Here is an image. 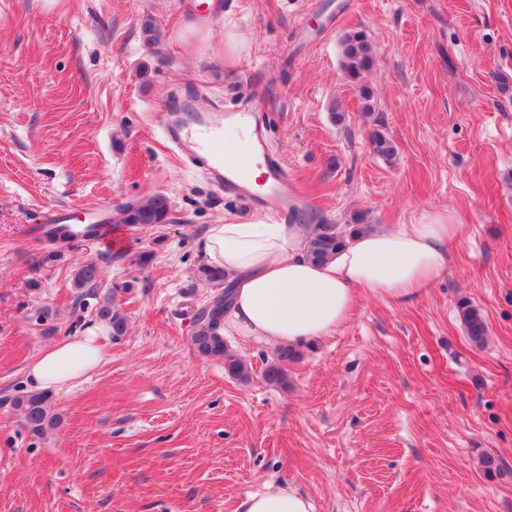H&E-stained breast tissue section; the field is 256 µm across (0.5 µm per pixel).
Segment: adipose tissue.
<instances>
[{"label":"adipose tissue","mask_w":512,"mask_h":512,"mask_svg":"<svg viewBox=\"0 0 512 512\" xmlns=\"http://www.w3.org/2000/svg\"><path fill=\"white\" fill-rule=\"evenodd\" d=\"M458 235V225L438 213L359 234L327 261L314 263L306 256V227L263 210L209 225L203 249L227 275L225 335L297 346L335 333L360 292L403 298L426 288ZM98 331L96 324L86 325L40 353L26 371L29 388L56 391L97 368L103 360ZM240 512H312V505L297 491L278 487L248 496Z\"/></svg>","instance_id":"1"}]
</instances>
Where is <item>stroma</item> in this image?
<instances>
[{
	"label": "stroma",
	"instance_id": "obj_1",
	"mask_svg": "<svg viewBox=\"0 0 512 512\" xmlns=\"http://www.w3.org/2000/svg\"><path fill=\"white\" fill-rule=\"evenodd\" d=\"M223 2L200 27L193 0H0V512H238L271 484L313 512H512V0H355L344 15L343 0ZM359 28L377 52L367 101L340 67L339 38ZM186 95L261 104L292 189L325 223L447 211L460 241L442 276L409 301L360 295L284 389L261 376L272 346L232 341L247 384L198 356L206 228L253 208L164 140L160 117ZM374 128L392 161L370 153ZM156 193L173 223L124 229L118 248L33 233L51 207L98 224ZM54 249L62 261L42 264ZM142 251L150 263L133 265ZM87 260L103 275L79 301ZM113 288L127 334L102 328L103 363L53 393L61 423L32 437L8 397ZM463 297L485 316L484 347L460 324ZM484 454L501 476L483 474ZM367 145L370 152L376 156L391 161L396 153L392 140L381 130L372 129L367 137Z\"/></svg>",
	"mask_w": 512,
	"mask_h": 512
}]
</instances>
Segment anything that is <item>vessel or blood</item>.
Instances as JSON below:
<instances>
[{"label": "vessel or blood", "mask_w": 512, "mask_h": 512, "mask_svg": "<svg viewBox=\"0 0 512 512\" xmlns=\"http://www.w3.org/2000/svg\"><path fill=\"white\" fill-rule=\"evenodd\" d=\"M160 128L182 160L202 170L217 190L254 206L273 200L278 212L290 210L288 169L270 146L257 106H201L186 98L162 114ZM232 129L245 132L244 150L225 140V132Z\"/></svg>", "instance_id": "1"}]
</instances>
